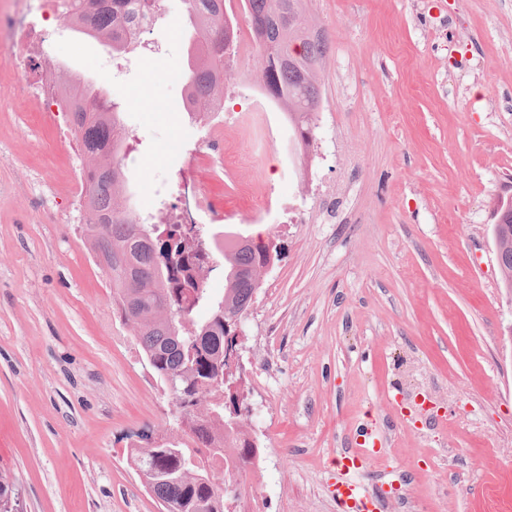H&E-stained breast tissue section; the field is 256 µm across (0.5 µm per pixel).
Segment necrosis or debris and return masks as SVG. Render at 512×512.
Masks as SVG:
<instances>
[{"label": "necrosis or debris", "instance_id": "necrosis-or-debris-1", "mask_svg": "<svg viewBox=\"0 0 512 512\" xmlns=\"http://www.w3.org/2000/svg\"><path fill=\"white\" fill-rule=\"evenodd\" d=\"M63 14V0H8L7 8H0V48L31 55L36 44L45 42L51 27ZM37 80H30L28 72L15 77L21 90L34 96L36 108L47 116L73 111L75 96L81 93V80H73L70 89H62L56 61L49 53L37 56ZM240 131V141L224 138L226 128ZM282 125L277 108L268 98H253L246 112H225L223 105H213L205 124V137L193 164L182 165L175 187L178 192L191 194L192 205L177 209L172 221L176 224L233 223L235 212L215 209L197 185L199 171H207L214 178L235 182L239 198L249 206L251 222L282 221L286 216L284 205L273 190L238 181L239 168L257 162L255 145H273L280 139Z\"/></svg>", "mask_w": 512, "mask_h": 512}]
</instances>
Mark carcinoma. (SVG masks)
I'll return each instance as SVG.
<instances>
[{"label":"carcinoma","mask_w":512,"mask_h":512,"mask_svg":"<svg viewBox=\"0 0 512 512\" xmlns=\"http://www.w3.org/2000/svg\"><path fill=\"white\" fill-rule=\"evenodd\" d=\"M221 0H184L194 31L186 74L189 111H209L215 99L212 72L224 69V10ZM248 20L264 41L254 51L261 86L281 97L292 130L312 136L323 97L318 66L327 42L304 7L305 0H242ZM64 20L86 34L112 41L119 55L129 48L127 30L143 16H155L158 0H112L110 11H90L87 0H67ZM299 40L304 56L288 62V43ZM81 134L88 203L83 234L112 283L113 302L142 348L147 365L161 382L172 379L176 428L158 444L129 451L130 465L163 512H237L244 500L241 476L254 464L256 446L238 411L235 378L226 374L236 337L227 323L246 317L261 287L266 263L263 240L233 233L204 236L187 224H150L134 219L120 203L128 192L119 162L128 142L118 104L92 102L72 113ZM506 267L512 272V210L498 213ZM224 256V296L214 301L203 274L213 252ZM210 449L213 458L204 456ZM209 464L210 477H197L196 464ZM18 494L0 476V512H15Z\"/></svg>","instance_id":"1"}]
</instances>
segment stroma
<instances>
[{"label":"stroma","instance_id":"35a3bbf8","mask_svg":"<svg viewBox=\"0 0 512 512\" xmlns=\"http://www.w3.org/2000/svg\"><path fill=\"white\" fill-rule=\"evenodd\" d=\"M328 37L306 179L274 151L238 171L288 203L281 255L245 318L255 512H338L337 453L383 441L357 479L383 512H512V304L493 226L512 198V0H307ZM183 0L157 53L58 24L46 50L121 106L143 213L197 149ZM0 49V474L22 512H158L127 461L175 407L112 306L70 194L85 159L9 90Z\"/></svg>","mask_w":512,"mask_h":512}]
</instances>
